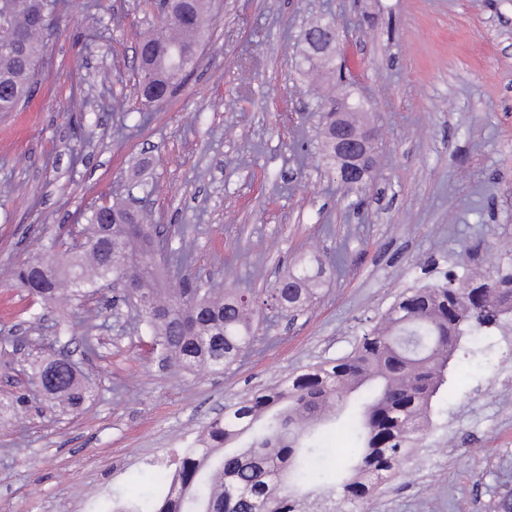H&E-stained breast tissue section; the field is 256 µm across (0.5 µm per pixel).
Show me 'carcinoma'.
I'll return each instance as SVG.
<instances>
[{
	"instance_id": "obj_1",
	"label": "carcinoma",
	"mask_w": 512,
	"mask_h": 512,
	"mask_svg": "<svg viewBox=\"0 0 512 512\" xmlns=\"http://www.w3.org/2000/svg\"><path fill=\"white\" fill-rule=\"evenodd\" d=\"M58 0H0L3 38L20 37L9 49L0 44V112H13L29 99L44 53L43 30L35 14L56 16ZM210 28L206 0H192L177 16L139 36L138 47L153 57L141 68L140 91L163 102L175 92L183 71L178 50L202 45ZM197 61L184 66L190 70ZM322 125L325 164L336 170L327 126L330 112L317 113ZM103 206L82 215L84 232L97 238ZM146 238L112 225V249L96 245L55 254L47 267L24 263L11 280L46 304L64 296L85 297L107 278L134 275L152 304L141 317L151 353L189 373L221 374L241 361L256 341L252 298L245 288H207L183 272L188 255L172 249L175 284L164 287L159 271L142 262ZM327 274L318 257L302 259L269 290L271 305L283 312L304 310ZM484 291L493 301L509 299L512 267L479 279L448 276L404 292L388 309L383 324L365 332L354 350L318 361L278 386L257 389L224 406L202 435L177 453L173 474L156 470L148 497L118 502L127 512H307L308 504L328 497L352 506L368 501L423 438L433 400L446 382L456 350L453 336L477 334L498 322L477 316L467 289ZM56 385L46 394L69 409L89 398L78 370L57 366ZM354 406L350 423L354 446L345 466L317 471V447L310 445L328 416Z\"/></svg>"
}]
</instances>
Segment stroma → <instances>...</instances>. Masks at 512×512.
Segmentation results:
<instances>
[{"instance_id": "obj_1", "label": "stroma", "mask_w": 512, "mask_h": 512, "mask_svg": "<svg viewBox=\"0 0 512 512\" xmlns=\"http://www.w3.org/2000/svg\"><path fill=\"white\" fill-rule=\"evenodd\" d=\"M212 36L174 95L137 93L154 0H60L37 94L0 114V512H109L146 493L225 404L350 353L407 288L512 265V0H208ZM333 21L332 86L302 68V31ZM363 100L368 180L330 186L314 101ZM145 207L190 273L251 289L259 339L224 373L147 356L112 288L46 305L10 271L69 238L91 205ZM343 256L295 320L265 306L302 258ZM81 323L55 335L72 313ZM70 352L92 397L62 410L29 378ZM27 404H15L19 394ZM512 494V319L464 337L427 433L357 512H500Z\"/></svg>"}]
</instances>
